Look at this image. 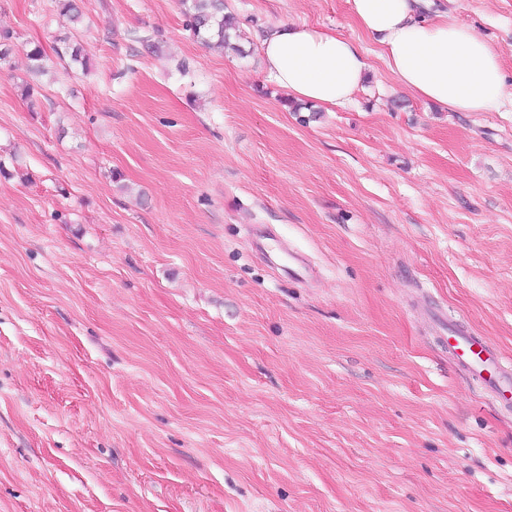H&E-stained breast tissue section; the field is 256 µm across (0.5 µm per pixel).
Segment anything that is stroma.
<instances>
[{"instance_id": "obj_1", "label": "stroma", "mask_w": 512, "mask_h": 512, "mask_svg": "<svg viewBox=\"0 0 512 512\" xmlns=\"http://www.w3.org/2000/svg\"><path fill=\"white\" fill-rule=\"evenodd\" d=\"M224 3L247 57L179 0H0V512H512V405L444 343L512 362V112L409 96L348 0ZM444 10L512 75V0ZM282 21L362 45L352 105L289 110Z\"/></svg>"}]
</instances>
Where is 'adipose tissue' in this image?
Listing matches in <instances>:
<instances>
[{
	"instance_id": "ef3b65f1",
	"label": "adipose tissue",
	"mask_w": 512,
	"mask_h": 512,
	"mask_svg": "<svg viewBox=\"0 0 512 512\" xmlns=\"http://www.w3.org/2000/svg\"><path fill=\"white\" fill-rule=\"evenodd\" d=\"M419 0H350L351 12L382 46L389 72L414 96L445 112H512V80L500 52L448 14L420 15ZM268 79L297 101L349 105L370 70L364 50L344 36L279 23L260 42Z\"/></svg>"
}]
</instances>
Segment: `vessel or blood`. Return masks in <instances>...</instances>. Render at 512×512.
I'll return each mask as SVG.
<instances>
[{"label":"vessel or blood","instance_id":"obj_1","mask_svg":"<svg viewBox=\"0 0 512 512\" xmlns=\"http://www.w3.org/2000/svg\"><path fill=\"white\" fill-rule=\"evenodd\" d=\"M446 344L464 370L482 381L495 399L512 396V365L505 363L486 341L452 329Z\"/></svg>","mask_w":512,"mask_h":512}]
</instances>
